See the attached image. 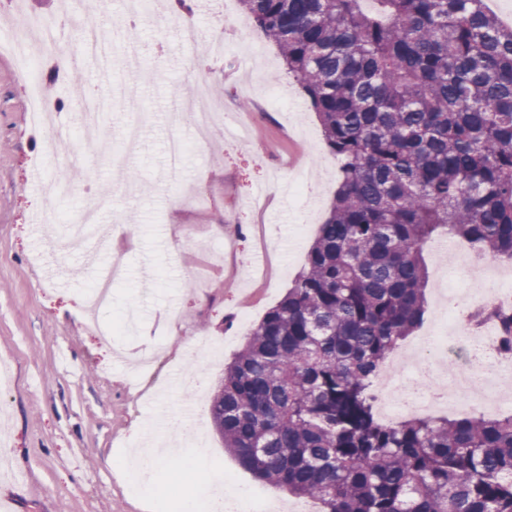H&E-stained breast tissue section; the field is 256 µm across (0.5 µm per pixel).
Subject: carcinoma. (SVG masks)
I'll return each instance as SVG.
<instances>
[{
    "instance_id": "carcinoma-1",
    "label": "carcinoma",
    "mask_w": 512,
    "mask_h": 512,
    "mask_svg": "<svg viewBox=\"0 0 512 512\" xmlns=\"http://www.w3.org/2000/svg\"><path fill=\"white\" fill-rule=\"evenodd\" d=\"M341 161L284 299L224 368V450L323 512H512V414L384 424L373 384L426 314L439 230L512 261V27L484 0H240ZM512 355V312L478 310Z\"/></svg>"
}]
</instances>
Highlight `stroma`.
Wrapping results in <instances>:
<instances>
[{"instance_id": "stroma-1", "label": "stroma", "mask_w": 512, "mask_h": 512, "mask_svg": "<svg viewBox=\"0 0 512 512\" xmlns=\"http://www.w3.org/2000/svg\"><path fill=\"white\" fill-rule=\"evenodd\" d=\"M98 6L96 20L108 32L113 57L109 76L84 68L80 80L66 70L52 82L46 77L51 55L30 62L45 95L60 103L59 128L67 136L59 155L41 156L15 56H0V360L8 364V383L0 390V454L11 466L8 476H0V512H172V499L137 484L123 466L130 444L173 430L183 412L184 376L201 375L202 392L211 396L247 337L237 329L236 315L249 312L251 323H258L283 298L335 199L339 163L276 46L255 25L241 30L225 20L229 13L244 17L239 0H209L206 11L194 12L191 23L201 35L194 45L183 44V22L171 13L141 25L135 33L143 49L136 80L122 64L124 30L115 24L125 15L123 5L103 0ZM217 32L228 43L258 45V67L231 70L209 59L206 40ZM202 78L225 113H260L251 142L227 138L203 152L192 125L167 121ZM80 86L103 104L110 134L107 149L87 153L96 184L113 183L127 170L138 175L136 198L113 200L100 211L104 222L125 227L108 247L69 245L68 228L91 200L82 181L70 194H45L66 155L83 144L75 95ZM138 111L150 121L141 147L129 153L121 131ZM174 132L186 144V180L206 189L205 198L190 204L163 178ZM262 186L270 202L259 214L245 201ZM259 224L275 252L267 278L252 280L246 270ZM455 248L452 266L447 254L426 245L428 311L404 350L435 327L440 282L471 292L512 279L511 263L480 266L471 247L459 242ZM116 257L128 277L113 288L112 309L132 311L138 325H156L153 345L167 360L160 369L164 381L150 394L133 387L136 335L103 340L75 312L99 270ZM49 262L57 265L61 284L42 281ZM174 307L181 312L179 327L160 328ZM204 434L214 467L240 489L266 493L286 512L293 496L242 469L212 426Z\"/></svg>"}]
</instances>
